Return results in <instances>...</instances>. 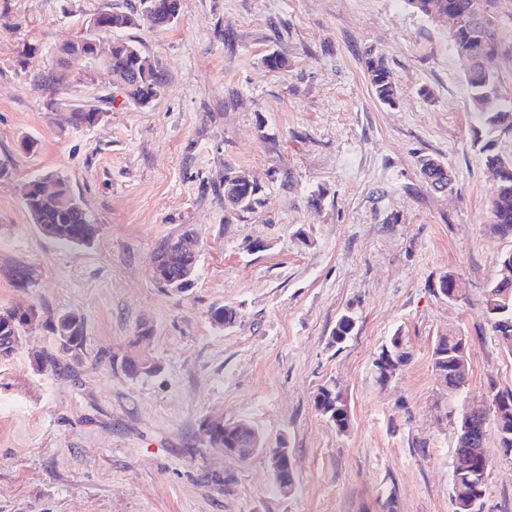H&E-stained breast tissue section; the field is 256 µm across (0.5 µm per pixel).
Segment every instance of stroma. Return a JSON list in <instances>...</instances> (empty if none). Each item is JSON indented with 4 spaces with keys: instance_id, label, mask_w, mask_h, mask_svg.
Returning a JSON list of instances; mask_svg holds the SVG:
<instances>
[{
    "instance_id": "35a3bbf8",
    "label": "stroma",
    "mask_w": 512,
    "mask_h": 512,
    "mask_svg": "<svg viewBox=\"0 0 512 512\" xmlns=\"http://www.w3.org/2000/svg\"><path fill=\"white\" fill-rule=\"evenodd\" d=\"M129 2L0 0V307L41 314L0 363V512H452L457 420L432 352L440 336L466 337L459 401L512 390V354L482 312L512 240L492 228L496 184L448 25L405 0H184L170 29L121 33L161 71L162 95L130 105L95 64L64 95L105 117L72 129L34 76L83 20ZM272 52L287 68L265 66ZM371 52L393 70L395 104L372 91ZM425 157L451 190L422 180ZM228 166L262 186L264 207L226 214ZM47 173L68 180L93 245L33 224L21 187ZM188 227L195 276L177 293L152 260ZM446 273L463 300L434 294ZM219 305L236 310L232 328L211 325ZM67 312L83 344L40 370L37 355L57 349L46 320ZM345 313L355 333L332 346ZM144 325L158 369L133 377L123 359ZM397 334L409 361L379 382L374 360ZM331 383L350 408L344 433L313 402ZM211 416L249 421L270 448L286 440L294 491H276L264 454L237 463L206 447ZM485 447L483 512H512L495 428Z\"/></svg>"
}]
</instances>
